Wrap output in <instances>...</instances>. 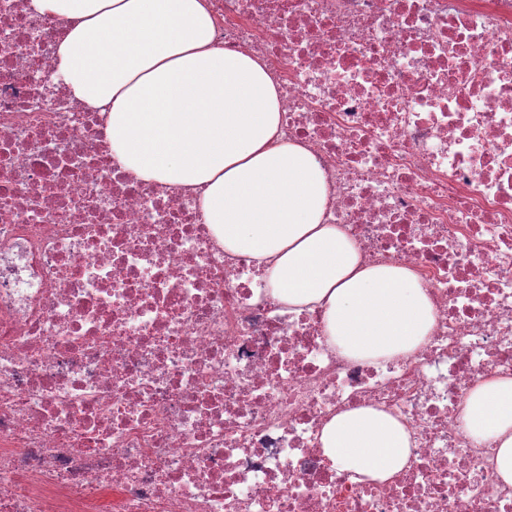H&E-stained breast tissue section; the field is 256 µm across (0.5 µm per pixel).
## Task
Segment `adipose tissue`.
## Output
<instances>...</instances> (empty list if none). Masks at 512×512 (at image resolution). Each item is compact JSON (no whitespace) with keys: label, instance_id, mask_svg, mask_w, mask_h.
<instances>
[{"label":"adipose tissue","instance_id":"ef3b65f1","mask_svg":"<svg viewBox=\"0 0 512 512\" xmlns=\"http://www.w3.org/2000/svg\"><path fill=\"white\" fill-rule=\"evenodd\" d=\"M74 19L58 44L56 76L106 116L113 154L138 176L199 187L226 252L264 265L288 307L319 306L346 356L412 352L431 331L426 289L405 267L362 263L354 242L323 221V172L302 145L279 141L278 92L265 64L213 47L206 0H31ZM468 432L493 439L512 485V376L471 392ZM330 462L384 481L409 463V434L387 413L358 408L321 432Z\"/></svg>","mask_w":512,"mask_h":512}]
</instances>
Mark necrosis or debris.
Instances as JSON below:
<instances>
[{
  "instance_id": "1",
  "label": "necrosis or debris",
  "mask_w": 512,
  "mask_h": 512,
  "mask_svg": "<svg viewBox=\"0 0 512 512\" xmlns=\"http://www.w3.org/2000/svg\"><path fill=\"white\" fill-rule=\"evenodd\" d=\"M208 4L214 47L265 62L325 223L413 272L434 326L341 354L323 309L225 252L200 189L114 157L55 77L71 20L0 0V512H512L462 414L512 375V0ZM362 407L408 431L391 480L322 452Z\"/></svg>"
}]
</instances>
